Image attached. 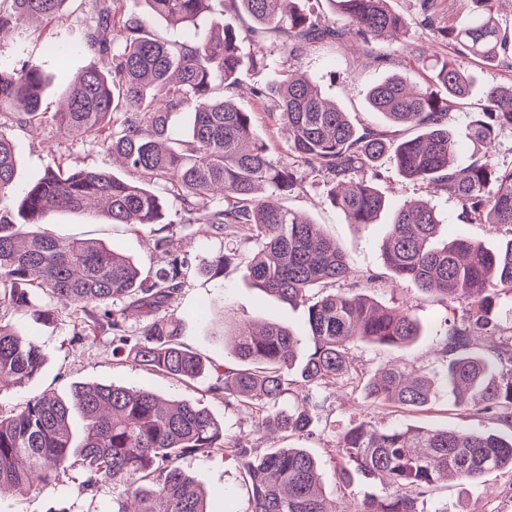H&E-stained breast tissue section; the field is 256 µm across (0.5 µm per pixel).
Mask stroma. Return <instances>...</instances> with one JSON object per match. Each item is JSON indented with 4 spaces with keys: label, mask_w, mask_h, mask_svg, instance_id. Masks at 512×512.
I'll list each match as a JSON object with an SVG mask.
<instances>
[{
    "label": "stroma",
    "mask_w": 512,
    "mask_h": 512,
    "mask_svg": "<svg viewBox=\"0 0 512 512\" xmlns=\"http://www.w3.org/2000/svg\"><path fill=\"white\" fill-rule=\"evenodd\" d=\"M390 4L409 19L411 28L408 33L381 43L379 50L385 54V62L370 63L352 42L339 47L313 43L292 57L289 65L317 81L324 96L341 105L357 128L378 129L397 143L416 136V129L390 126L378 113L369 111L366 102L369 88L395 73L406 76L413 84L425 79V71L406 53V42H415L441 56L448 54L449 47L432 28L422 24L419 0H390ZM94 8V0H69L60 18L49 23L28 22L14 34L0 39L1 70L8 72L22 62L32 61L39 64L48 77L41 95L44 114L41 125L32 130L13 123L4 129L16 148L15 192H22L48 165L56 162L69 168H102L111 172L116 169L111 153L99 138L65 135L52 118L65 90L79 73L94 66L103 70L110 67L109 59L103 56L76 50L61 57L50 49L51 43L60 36L80 41L92 20ZM456 60L461 71L470 77L472 88L469 96L453 107L448 122L460 136L461 153L467 157L477 150L466 137L467 127L474 113L484 107L486 90L507 83L512 74L502 66L487 65L469 55H457ZM279 78V72L273 70L247 74L242 87L233 92L231 98L244 111L256 113L258 131L269 140L275 161L292 165L295 157L286 143L273 133L266 116L269 100L250 93L251 87L269 86ZM380 172L378 187L386 196L389 209L372 224L348 223L345 215L331 205L327 188L319 176L306 175L301 187L284 200L285 206L320 224L349 259L353 275L350 280L337 283L335 292L354 291L385 305H403L415 311L425 327L423 336L403 348L355 343L351 355L358 373L363 375L394 362L423 369L437 366L441 339L436 334L435 323L462 310L461 303L423 294L411 284H391V273L383 263L380 244L389 231L394 210L406 202L424 198L425 191L405 178L392 162H383ZM434 204L449 231L485 246H495L512 236L499 225L467 221L460 209L446 199H435ZM46 229L62 240L94 238L112 245L133 257L146 275L160 265L164 252L187 254L193 271L167 312L180 322L181 342L216 365L234 364L228 335L237 326L269 321L294 328L304 319L303 307L288 304L253 287L246 271L255 253L251 242L238 241L237 269L224 278L214 279L203 267L223 251L224 242L202 237L192 227H179L164 252L155 249L149 231L136 232L126 225L110 223L94 209L50 214ZM0 318L19 328L46 353L38 376L19 386L0 388V412L10 413L46 393L69 397L73 387L80 383H113L156 389L165 398L205 407L223 424L229 437L248 442L255 448L266 445L250 411L241 407L225 408L223 396L212 392L214 375L185 382L121 360L112 353L115 343L111 333L99 334L91 342L81 341L83 314L69 308L60 309L55 321L49 324L36 321L31 312L12 308L1 309ZM326 395L320 410L324 430L318 437L306 440L304 446L319 460L323 484L339 512H350L354 500L364 495L383 496L390 491L382 479L357 482L349 487L338 479L333 459L337 455L338 435L349 422L365 420L377 425L406 423L451 429H484L491 425L490 420L476 411L457 406L450 392L442 390L436 392L432 408L427 412L372 403L347 387L327 389ZM181 466L206 490L208 512H248L250 486L243 470L232 459L220 453L204 454L182 460ZM113 493L108 485L88 490L78 477L66 479L47 490L14 487L0 493V512H48L52 507L59 512H112ZM427 507L429 512H512V471L489 474L480 488L452 481L442 483L431 495Z\"/></svg>",
    "instance_id": "35a3bbf8"
}]
</instances>
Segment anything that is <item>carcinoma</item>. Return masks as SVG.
I'll use <instances>...</instances> for the list:
<instances>
[{
  "label": "carcinoma",
  "instance_id": "carcinoma-1",
  "mask_svg": "<svg viewBox=\"0 0 512 512\" xmlns=\"http://www.w3.org/2000/svg\"><path fill=\"white\" fill-rule=\"evenodd\" d=\"M68 0H0V33L33 19L52 21ZM126 0H95L93 24L77 48L112 54V70L89 68L67 88L64 107L55 113L67 134H93L124 159L138 179L104 169H70L55 163L29 185L15 210L0 215V307H31L37 292L48 303L35 310L50 322L58 307L85 315L82 339L92 342L110 331L120 353L138 366L183 380L213 370L229 408L243 405L261 422H273L281 439H309L319 421V404L305 395L290 409L296 386L334 387L353 381L380 405L424 410L437 388H451L456 405L473 408L512 431V335L500 333L496 310L512 299V237L492 250L468 238H448V225L426 202H407L393 215L381 256L396 283L450 301H463L462 313L443 321L440 371L385 365L369 378L357 375L350 348L356 342L401 347L423 334L414 312L388 307L355 292L311 295L348 277L349 264L336 241L306 216L283 207L279 197L301 186L297 169L275 162L266 140L256 133L254 113L225 95L243 74L270 67L268 56L246 55L242 44L259 43L269 33L283 37L285 57L312 43L354 41L373 61L383 55L374 43L409 27L388 0H327L345 18L338 27L284 0H139L143 17L124 19ZM476 10L436 24L442 0H420L427 25L453 49L494 63L512 59V39L494 17L493 0H473ZM232 8L252 24L235 29L215 18ZM152 17L166 21L184 39H164L148 30ZM414 60L433 72L413 90L393 74L372 86L368 107L392 126L420 130L395 145L373 129L359 130L347 112L323 97L311 78L293 71L270 90L274 130L288 150L330 186L331 203L352 224H371L388 206L376 185L377 167L386 158L429 194L455 202L470 221L512 228V168L502 169L488 154L464 159L448 110L468 95L470 80L450 58L430 59L412 43ZM45 76L26 61L0 70V126L42 117L39 91ZM487 105L476 113L467 138L488 144L512 130V83L492 87ZM193 114L188 132L175 138L173 112ZM15 146L0 129V200L13 190ZM182 202L180 223L204 228L226 242L257 246L248 276L259 290L304 307L293 329L277 323L254 324L232 334L234 367L208 363L178 340L179 325L162 312L178 295L190 270L187 255H170L165 265L142 276L136 261L101 242L60 241L40 229L51 212H78L92 201L113 224L150 229L157 247L163 232L165 194ZM218 196L205 209L199 199ZM232 247L210 262L208 273L222 278L237 265ZM123 307H116L117 303ZM135 316L139 330L126 323ZM491 344L483 354L467 351L473 337ZM45 354L10 325L0 323V383L35 378ZM82 416L72 432L71 406L44 394L9 415L0 414V489L26 484L47 489L78 471L89 489L119 490L112 512H207L204 494L179 461L221 452L251 481L249 512H337L321 481L320 463L306 448L274 444L258 453L230 439L206 408L169 401L148 389L113 384L74 386ZM512 469V434L493 430L410 427L379 428L353 422L339 435L337 475L345 484L358 476L386 479L391 492L368 495L352 512H428L426 499L444 478L479 485L498 470Z\"/></svg>",
  "mask_w": 512,
  "mask_h": 512
}]
</instances>
